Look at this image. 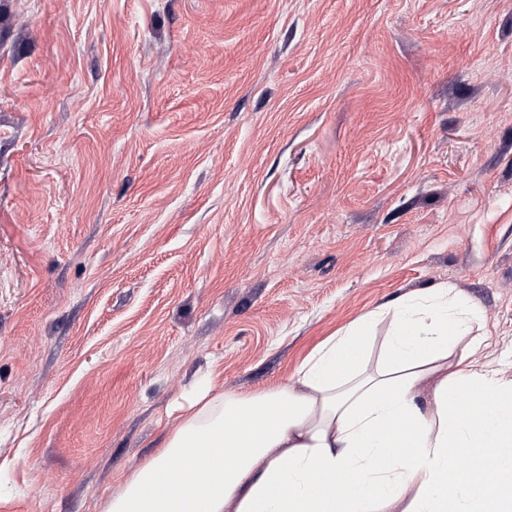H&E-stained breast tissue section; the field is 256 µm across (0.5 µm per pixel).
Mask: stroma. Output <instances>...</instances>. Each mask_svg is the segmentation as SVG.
<instances>
[{
    "label": "stroma",
    "mask_w": 512,
    "mask_h": 512,
    "mask_svg": "<svg viewBox=\"0 0 512 512\" xmlns=\"http://www.w3.org/2000/svg\"><path fill=\"white\" fill-rule=\"evenodd\" d=\"M0 13V512H103L201 381L444 283L512 378V0Z\"/></svg>",
    "instance_id": "obj_1"
}]
</instances>
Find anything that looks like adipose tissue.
<instances>
[{
	"instance_id": "adipose-tissue-1",
	"label": "adipose tissue",
	"mask_w": 512,
	"mask_h": 512,
	"mask_svg": "<svg viewBox=\"0 0 512 512\" xmlns=\"http://www.w3.org/2000/svg\"><path fill=\"white\" fill-rule=\"evenodd\" d=\"M327 337L288 383L198 391L104 512H512V379L444 284Z\"/></svg>"
}]
</instances>
